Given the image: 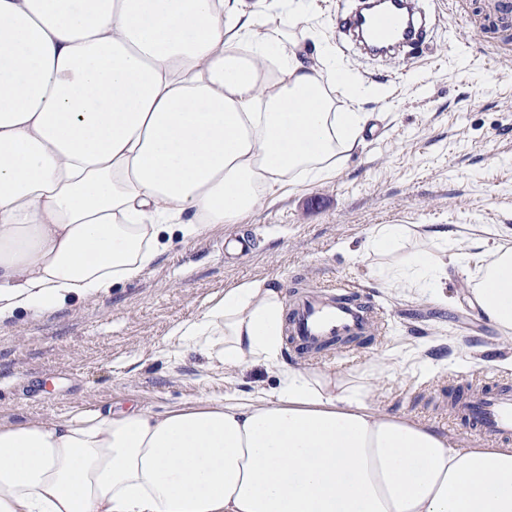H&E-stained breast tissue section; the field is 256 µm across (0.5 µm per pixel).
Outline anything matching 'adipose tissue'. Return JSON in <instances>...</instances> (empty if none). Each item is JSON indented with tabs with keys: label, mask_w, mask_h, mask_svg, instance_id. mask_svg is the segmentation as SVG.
Segmentation results:
<instances>
[{
	"label": "adipose tissue",
	"mask_w": 512,
	"mask_h": 512,
	"mask_svg": "<svg viewBox=\"0 0 512 512\" xmlns=\"http://www.w3.org/2000/svg\"><path fill=\"white\" fill-rule=\"evenodd\" d=\"M302 0H0V320L139 278L168 247L335 174L371 119L311 60ZM474 290L512 333V238ZM385 283L440 294L417 251ZM280 288H226L173 333L278 368L271 393L0 426V512H512V448L378 413L363 385L283 361Z\"/></svg>",
	"instance_id": "1"
}]
</instances>
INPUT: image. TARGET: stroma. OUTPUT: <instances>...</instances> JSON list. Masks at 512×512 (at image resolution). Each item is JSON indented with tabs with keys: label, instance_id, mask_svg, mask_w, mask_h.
<instances>
[{
	"label": "stroma",
	"instance_id": "stroma-1",
	"mask_svg": "<svg viewBox=\"0 0 512 512\" xmlns=\"http://www.w3.org/2000/svg\"><path fill=\"white\" fill-rule=\"evenodd\" d=\"M423 3L443 15L426 46L410 61H374L346 43L338 0H306L332 56L370 89L362 108L373 129L363 148L335 175L283 189L241 223L215 225L161 255L138 280L0 322V425L276 389V368L212 365L171 334L225 288L268 279L287 291L351 284L382 308L374 342L320 356L288 347L289 365L362 380L377 412L491 447L436 407L462 386L512 387V372L499 366L512 356V336L468 303L483 250L464 233L468 224L512 229V26L491 27L501 17L512 22V0ZM491 65L498 79L487 76ZM380 224L451 231L445 243L405 245L447 262V302L377 278L383 259L362 247ZM249 232L255 251L228 256L225 238Z\"/></svg>",
	"mask_w": 512,
	"mask_h": 512
}]
</instances>
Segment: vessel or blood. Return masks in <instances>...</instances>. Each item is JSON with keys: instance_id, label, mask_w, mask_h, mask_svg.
I'll use <instances>...</instances> for the list:
<instances>
[{"instance_id": "vessel-or-blood-1", "label": "vessel or blood", "mask_w": 512, "mask_h": 512, "mask_svg": "<svg viewBox=\"0 0 512 512\" xmlns=\"http://www.w3.org/2000/svg\"><path fill=\"white\" fill-rule=\"evenodd\" d=\"M345 23L349 30H368L379 45L380 55L417 46L438 21L421 14L415 0H388L379 11L359 15L353 12ZM380 309L376 302L358 301L339 294H302L295 298L288 312V333L297 348L316 352L331 338L371 335ZM454 418L477 428L485 437L499 440L512 438V388L492 393L479 390L452 405Z\"/></svg>"}]
</instances>
